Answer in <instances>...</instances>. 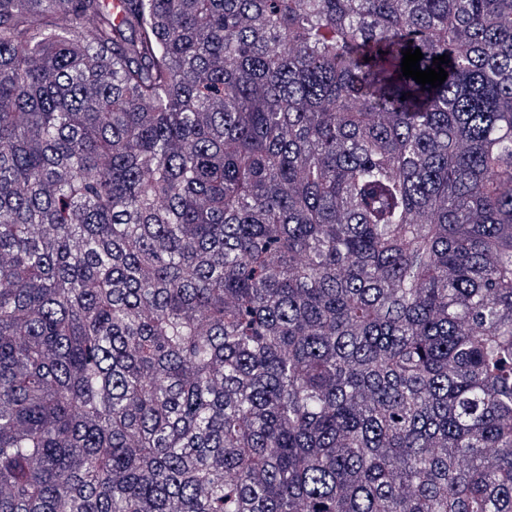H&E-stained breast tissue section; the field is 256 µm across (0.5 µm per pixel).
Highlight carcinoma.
Returning <instances> with one entry per match:
<instances>
[{"label": "carcinoma", "instance_id": "obj_1", "mask_svg": "<svg viewBox=\"0 0 512 512\" xmlns=\"http://www.w3.org/2000/svg\"><path fill=\"white\" fill-rule=\"evenodd\" d=\"M0 512H512V0H0Z\"/></svg>", "mask_w": 512, "mask_h": 512}]
</instances>
